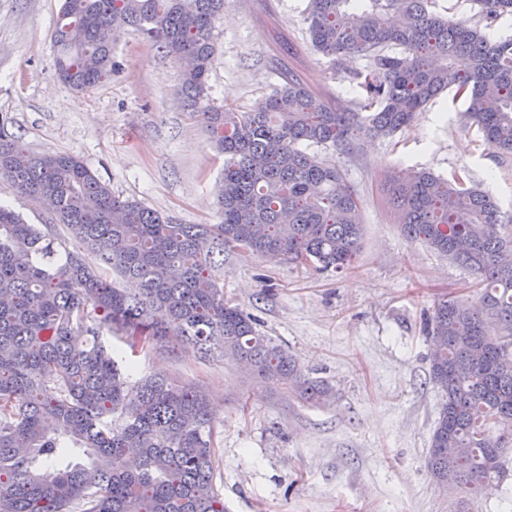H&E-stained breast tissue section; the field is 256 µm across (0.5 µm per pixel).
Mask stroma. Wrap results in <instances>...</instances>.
Masks as SVG:
<instances>
[{"instance_id":"stroma-1","label":"stroma","mask_w":512,"mask_h":512,"mask_svg":"<svg viewBox=\"0 0 512 512\" xmlns=\"http://www.w3.org/2000/svg\"><path fill=\"white\" fill-rule=\"evenodd\" d=\"M60 6L0 0V128L32 152L80 156L113 193L179 223H217L224 159L181 105L176 61L131 32L113 50L112 75L75 92L57 76ZM306 6L224 0L207 105L246 112L293 77L334 109L363 111L354 75L371 57L334 69L310 43ZM434 9L491 39L512 37V16L487 23L472 0H434ZM465 110L445 92L395 136L310 147L359 197L364 235L350 269L228 252L216 271L225 300L330 385L328 402H305L224 357L177 349L171 336L137 352L140 375L208 396L228 512H453L456 493L435 487L426 468L441 395L429 380L424 319L439 298L474 302L480 292L469 269L401 235L389 193L408 171L459 172L512 210V155L488 147Z\"/></svg>"}]
</instances>
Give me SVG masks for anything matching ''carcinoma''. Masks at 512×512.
Segmentation results:
<instances>
[{
	"mask_svg": "<svg viewBox=\"0 0 512 512\" xmlns=\"http://www.w3.org/2000/svg\"><path fill=\"white\" fill-rule=\"evenodd\" d=\"M490 21L512 0H474ZM432 0H308L313 48L355 74L373 112H336L290 77L250 112L202 106L224 0H62L53 43L61 80L87 91L112 74L132 28L180 63V91L224 156L217 224H179L122 199L66 153H31L0 133V177L54 209L29 224L0 204V512H226L215 483L207 396L160 376L132 380L131 352L173 334L310 402L331 387L224 301L214 255L239 250L342 272L361 245L359 202L336 166L303 145L393 135L439 93L512 155V38L492 40ZM397 47L400 53L383 52ZM463 56L465 69L454 66ZM401 231L473 271L480 301H439L428 319L441 393L432 481L464 501L489 495L512 451V215L462 178L417 172L393 188ZM134 285L130 291L109 280Z\"/></svg>",
	"mask_w": 512,
	"mask_h": 512,
	"instance_id": "carcinoma-1",
	"label": "carcinoma"
}]
</instances>
